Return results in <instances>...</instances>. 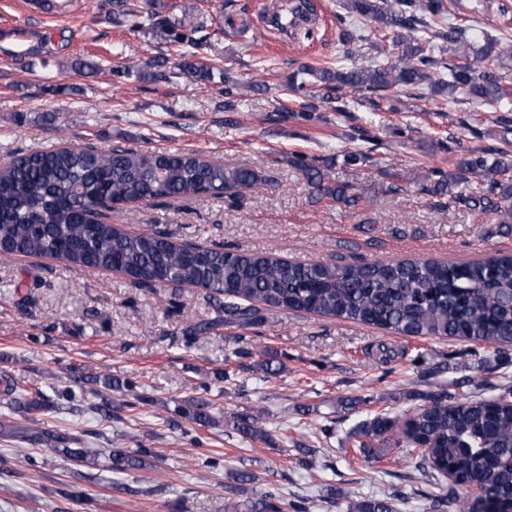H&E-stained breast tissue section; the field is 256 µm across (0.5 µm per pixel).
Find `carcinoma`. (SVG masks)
<instances>
[{"instance_id":"1","label":"carcinoma","mask_w":512,"mask_h":512,"mask_svg":"<svg viewBox=\"0 0 512 512\" xmlns=\"http://www.w3.org/2000/svg\"><path fill=\"white\" fill-rule=\"evenodd\" d=\"M350 13L384 33L394 55L386 62L360 68H307L313 81L288 77L292 88L312 86L305 112L317 111L333 90L411 87L429 83L450 97L462 95L491 106L512 96V78L494 69L492 54L512 55V42L495 40L477 48L465 38L466 28L450 24L425 40L411 34L455 14V0H347ZM157 0H144L140 14L154 31L165 34ZM453 51L456 61L442 55ZM493 178L492 191L475 196L459 186L472 177ZM318 196L348 207L361 201L352 185L331 182L316 167L306 170ZM422 191L448 195L469 209L493 212L499 223H512V159L473 155L448 173L431 170ZM261 184L245 165H224L196 154L134 152L121 147L69 146L16 155L0 166V259L30 254L61 259L82 268L116 269L140 286L191 284L208 292L221 312L239 323L257 322V305L310 312L354 323L394 330L405 336L456 337L493 345L512 344V256L459 263L435 260L380 261L348 265L288 262L269 256L178 244L165 232L133 235L112 223L118 204L165 207L174 198L240 197ZM227 302H221V299ZM246 305L239 304V301ZM0 391L32 414L51 405L39 390L18 387L0 373ZM197 428L216 424L204 400L185 409ZM234 430L251 441L269 432L247 414L236 417ZM30 441L67 437L39 426L23 432L0 423V436L18 434ZM343 443L362 453L421 459L423 466L454 475V487L426 495L425 512H475L470 486L480 488L486 502L506 508L512 503V389L496 397L456 401L450 392L404 416L381 413L349 430ZM54 452L93 464V448H56ZM152 452L114 451L117 471L150 466ZM348 512H395L392 498L350 501ZM226 512H307L303 499L289 501L276 489L245 503H228Z\"/></svg>"}]
</instances>
